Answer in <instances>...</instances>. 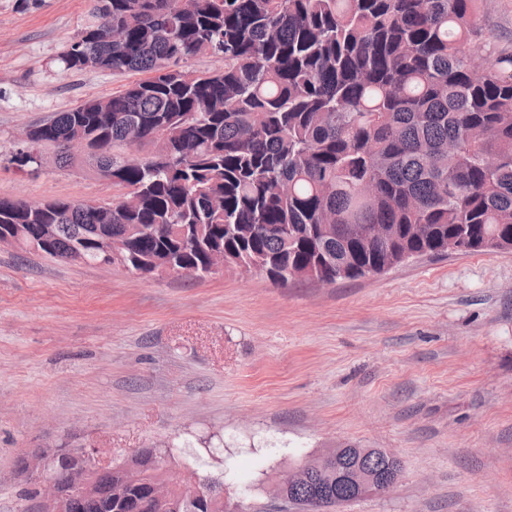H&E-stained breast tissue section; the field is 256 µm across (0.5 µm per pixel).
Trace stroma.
Returning <instances> with one entry per match:
<instances>
[{
    "instance_id": "35a3bbf8",
    "label": "stroma",
    "mask_w": 512,
    "mask_h": 512,
    "mask_svg": "<svg viewBox=\"0 0 512 512\" xmlns=\"http://www.w3.org/2000/svg\"><path fill=\"white\" fill-rule=\"evenodd\" d=\"M88 0H0V198L116 195L83 152L17 170L19 133L137 81L67 71ZM476 56L512 54V0H482ZM344 443L403 472L341 512H512V249L448 251L331 285L227 269L145 278L0 245V512H38L20 461L91 445L168 453L240 512L289 465Z\"/></svg>"
}]
</instances>
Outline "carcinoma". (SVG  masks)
I'll list each match as a JSON object with an SVG mask.
<instances>
[{
	"label": "carcinoma",
	"mask_w": 512,
	"mask_h": 512,
	"mask_svg": "<svg viewBox=\"0 0 512 512\" xmlns=\"http://www.w3.org/2000/svg\"><path fill=\"white\" fill-rule=\"evenodd\" d=\"M90 2L99 22L77 34L64 69L148 77L36 129L63 166L74 156L61 141L90 139V165L122 193L98 205L0 199V232L25 249L62 261L80 244L83 262L105 264V226L134 273L170 257L204 278L206 252L222 248L281 284L310 270L334 284L459 237L470 253L512 248V54L477 63L480 0ZM205 54L224 69L188 67ZM363 224L387 237H358ZM136 464L139 483H125L119 462L68 512H158L149 486L166 474ZM356 465L389 463L346 444L325 468L282 477L284 500H358L357 487H336V467ZM164 512L238 507L211 481L205 498L177 491Z\"/></svg>",
	"instance_id": "1"
}]
</instances>
